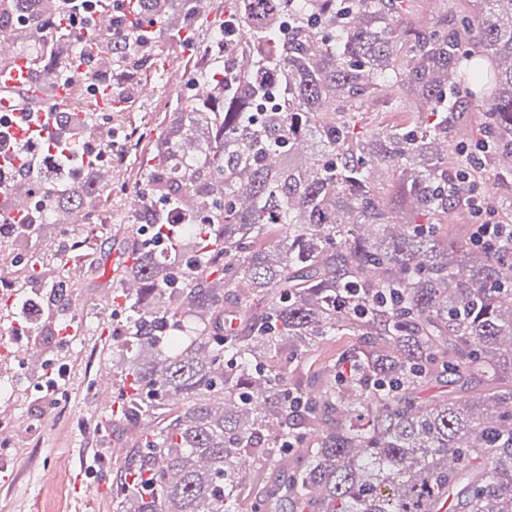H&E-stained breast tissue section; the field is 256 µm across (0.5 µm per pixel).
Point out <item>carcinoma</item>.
I'll list each match as a JSON object with an SVG mask.
<instances>
[{
  "label": "carcinoma",
  "instance_id": "carcinoma-1",
  "mask_svg": "<svg viewBox=\"0 0 512 512\" xmlns=\"http://www.w3.org/2000/svg\"><path fill=\"white\" fill-rule=\"evenodd\" d=\"M202 2H136L155 41H197L189 71L206 94L176 97L127 216L79 137L67 158L55 145L50 170L24 141L5 163L0 337L26 326L35 288L46 321L64 320L68 266L111 225L148 221L112 281L126 360L99 430L145 427L112 480L114 512H512V256L439 222L487 168L512 173V0H470L446 27L413 16L412 0H229L242 41L225 56L209 51L222 14ZM65 13L64 0H0V38L33 47L44 90L81 52ZM99 40L98 69L154 64L113 54L110 27ZM266 67L281 75L268 112L246 78ZM394 86L416 124L358 128ZM475 107L478 153L462 146L450 166L438 145ZM102 120L62 118L105 143ZM18 185L44 214L12 213ZM158 199L210 223L161 226ZM28 333L39 345L40 328ZM340 334L355 344L312 370L314 342Z\"/></svg>",
  "mask_w": 512,
  "mask_h": 512
}]
</instances>
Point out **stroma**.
I'll return each mask as SVG.
<instances>
[{"label":"stroma","instance_id":"1","mask_svg":"<svg viewBox=\"0 0 512 512\" xmlns=\"http://www.w3.org/2000/svg\"><path fill=\"white\" fill-rule=\"evenodd\" d=\"M154 55L153 70L133 75L115 71L109 77L113 83L154 85L153 96L134 94L112 111L113 128L138 129L149 141L165 126L167 102L185 88L183 62L189 52L165 42L156 46ZM150 164L148 154L140 151L113 158L112 176L122 183L121 191L112 196L114 208L131 206ZM132 243L122 230L105 235L100 251L85 262L86 276L73 292L72 312L79 326L61 360L68 418H61L53 395L39 388L47 373L45 364L26 365L30 385L16 387L11 398L0 399L1 423L26 418L40 425L38 434L16 435L10 447H0V476L11 477L10 483H0V512H112V488L107 481L120 466L132 438L123 427L107 436L96 433L98 418L106 408L93 386L100 376L112 373V349L117 344L112 323L124 315L121 302L104 306L100 300L111 294L114 271ZM49 468L59 475L51 486L42 480ZM78 475L91 487L90 495L75 493Z\"/></svg>","mask_w":512,"mask_h":512}]
</instances>
